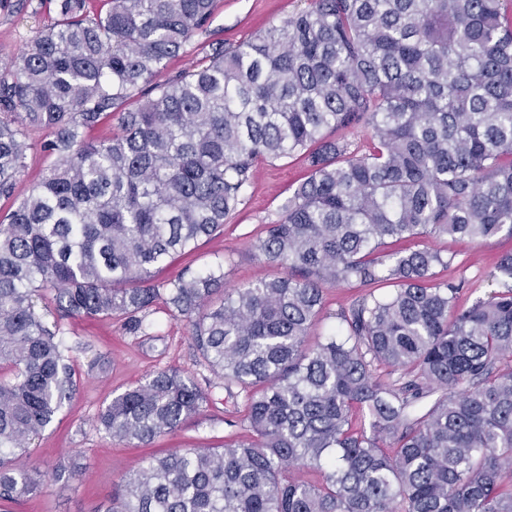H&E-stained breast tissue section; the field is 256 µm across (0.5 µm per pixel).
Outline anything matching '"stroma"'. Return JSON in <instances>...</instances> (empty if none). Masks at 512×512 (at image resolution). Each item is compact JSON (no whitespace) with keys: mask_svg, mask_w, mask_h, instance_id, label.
I'll use <instances>...</instances> for the list:
<instances>
[{"mask_svg":"<svg viewBox=\"0 0 512 512\" xmlns=\"http://www.w3.org/2000/svg\"><path fill=\"white\" fill-rule=\"evenodd\" d=\"M58 0H0V64L23 48L33 31L58 18ZM304 0H220L210 22L209 38L227 44L247 40L302 8ZM306 173L302 157L258 164L247 197L224 224L220 235L201 241L188 255L169 260L157 275L170 281L184 272L223 265L226 288L243 287L259 277H276L277 267L265 264L253 244L263 226L278 217L280 204ZM431 247L455 254L441 278L463 282L462 306L500 290L495 278L499 255L512 251V236L502 234L483 243L441 237ZM351 282L324 290V312L308 337L316 342L339 323L338 313L364 294ZM38 309L46 321L59 322L65 344L76 359V390L54 421L31 442L24 461L39 470L61 469L69 479L51 482L37 494L0 505V512H104L120 477L148 454L171 448L219 446L246 429L241 421L242 399L228 398L224 380L191 345L185 321L164 300L153 305L151 337L126 331L121 319L74 317L58 319L51 300ZM173 367L194 378L210 400L199 414L173 434L155 440L151 448H132L111 440L96 424L99 410L113 396L142 382L155 369Z\"/></svg>","mask_w":512,"mask_h":512,"instance_id":"obj_1","label":"stroma"}]
</instances>
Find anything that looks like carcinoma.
I'll return each instance as SVG.
<instances>
[{
	"label": "carcinoma",
	"instance_id": "carcinoma-1",
	"mask_svg": "<svg viewBox=\"0 0 512 512\" xmlns=\"http://www.w3.org/2000/svg\"><path fill=\"white\" fill-rule=\"evenodd\" d=\"M107 2L58 0L57 22L0 66V198L31 131L54 156L0 214V502L64 478L19 464L75 387L36 301L149 336L165 294L244 397L250 435L143 462L107 512H512V253L502 290L459 309L463 284L436 272L454 256L425 243L512 236V0H306L163 80L216 0ZM112 116L117 132L85 139ZM294 156L308 173L254 244L280 276L219 302L221 265L154 283L223 231L258 162ZM352 281L394 290L307 344L323 288ZM207 401L165 367L97 422L148 448Z\"/></svg>",
	"mask_w": 512,
	"mask_h": 512
}]
</instances>
